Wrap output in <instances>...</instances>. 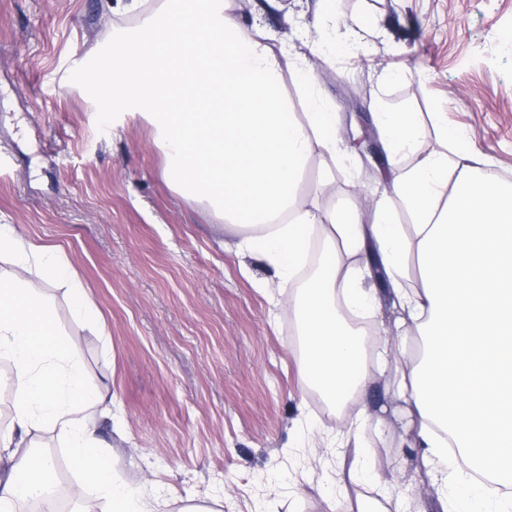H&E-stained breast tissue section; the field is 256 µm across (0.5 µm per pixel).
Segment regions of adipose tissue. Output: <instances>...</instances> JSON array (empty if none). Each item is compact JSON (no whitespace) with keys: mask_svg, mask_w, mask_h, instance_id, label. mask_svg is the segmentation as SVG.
I'll use <instances>...</instances> for the list:
<instances>
[{"mask_svg":"<svg viewBox=\"0 0 512 512\" xmlns=\"http://www.w3.org/2000/svg\"><path fill=\"white\" fill-rule=\"evenodd\" d=\"M313 29L327 55L340 57L359 32L318 0ZM113 12L141 20L135 37L113 48L100 82L103 110L147 111L159 131L168 176L191 201H208L225 223L254 230L280 278L298 277L311 238L325 257L302 280L288 313L300 331L307 384L341 407L365 389L370 360L347 314L376 301L368 267L344 257L374 251L391 285L400 332L392 397L424 468L455 488L454 512H512V184L486 173L467 153L443 114L434 123L451 152L432 151L407 169L390 171L391 191L370 218L344 211L322 216L305 207L300 182L314 153L336 154V114L313 104L292 112L282 91L285 70L301 73L291 55L276 54L260 23L245 24L225 0H115ZM388 158L416 152L415 113L376 115ZM409 223H400L399 212ZM0 359L11 367L18 436L0 435V512L38 502L58 512L49 457L27 439L52 433L104 500L105 512H153L98 453L92 409L106 398L87 387L73 341L57 333L52 308L33 288L42 275L68 284L73 316L100 333L98 309L68 260L38 246L14 225H0Z\"/></svg>","mask_w":512,"mask_h":512,"instance_id":"1","label":"adipose tissue"}]
</instances>
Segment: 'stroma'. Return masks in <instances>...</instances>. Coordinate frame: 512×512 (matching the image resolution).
Wrapping results in <instances>:
<instances>
[{
  "label": "stroma",
  "instance_id": "obj_1",
  "mask_svg": "<svg viewBox=\"0 0 512 512\" xmlns=\"http://www.w3.org/2000/svg\"><path fill=\"white\" fill-rule=\"evenodd\" d=\"M369 23L352 56L327 63L303 23L316 0H283L261 24L272 50L288 48L311 72L343 134L372 141L313 155L301 196L318 213L369 214L389 181L375 108L416 113L420 153L439 149L431 115L472 134L470 151L512 183V0H335ZM109 0H0V224L37 244L60 246L104 321L103 333L71 315L65 284L48 292L57 331L75 340L88 383L106 389L95 413L100 452L166 512L224 503V512H328L347 488L435 512L441 488L403 446L388 388L373 371L356 407L377 428L359 436L319 405L297 351L293 296L261 254L240 251L246 230L167 179L148 115L103 113L89 65L106 67L112 42L138 28ZM336 191L317 193L322 177ZM55 478L82 482L65 442L38 438ZM363 448V463L355 450ZM371 467L377 481L359 471Z\"/></svg>",
  "mask_w": 512,
  "mask_h": 512
}]
</instances>
